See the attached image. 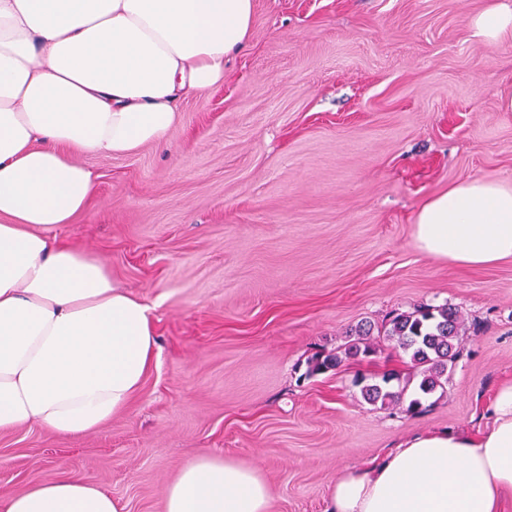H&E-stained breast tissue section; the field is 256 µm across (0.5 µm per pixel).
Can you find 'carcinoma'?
Here are the masks:
<instances>
[{"label": "carcinoma", "mask_w": 512, "mask_h": 512, "mask_svg": "<svg viewBox=\"0 0 512 512\" xmlns=\"http://www.w3.org/2000/svg\"><path fill=\"white\" fill-rule=\"evenodd\" d=\"M383 337L393 348L409 358L408 382L400 375L386 373L369 381L361 379V394L372 405L388 408L406 405V412L425 410L423 400L448 384V370L459 354V317L457 311L446 305H424L412 312L394 316L388 324L377 328L370 322H361L346 334L344 344L336 352L316 354L308 362V374L327 373L340 366L345 359L366 358L375 353L372 337ZM418 380L412 397H407L409 382Z\"/></svg>", "instance_id": "carcinoma-1"}]
</instances>
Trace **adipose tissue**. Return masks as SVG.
Masks as SVG:
<instances>
[{
  "instance_id": "obj_1",
  "label": "adipose tissue",
  "mask_w": 512,
  "mask_h": 512,
  "mask_svg": "<svg viewBox=\"0 0 512 512\" xmlns=\"http://www.w3.org/2000/svg\"><path fill=\"white\" fill-rule=\"evenodd\" d=\"M254 0H0V431L85 435L123 411L157 350L152 308L103 259L55 231L87 206L96 175L68 153L164 143L179 103L222 85L251 38ZM474 36L512 39V0L473 16ZM415 247L462 269L512 259V186L450 185L418 209ZM476 436L414 435L347 470L329 512H502L512 497V380ZM257 470L207 454L169 484L164 512H270ZM0 512H118L74 473Z\"/></svg>"
}]
</instances>
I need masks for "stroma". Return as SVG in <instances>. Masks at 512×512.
Wrapping results in <instances>:
<instances>
[{
    "mask_svg": "<svg viewBox=\"0 0 512 512\" xmlns=\"http://www.w3.org/2000/svg\"><path fill=\"white\" fill-rule=\"evenodd\" d=\"M495 0H255L222 85L184 100L164 146L74 157L97 175L60 237L153 306L158 349L129 408L95 432H0V501L65 471L163 512L201 453L255 467L271 512H325L337 475L430 430L478 435L512 380V260L464 270L413 244L421 204L483 176L512 184V40ZM455 308L460 354L424 412L367 403L373 356L307 376L357 323ZM474 36L487 44L512 39V5L496 3L470 19Z\"/></svg>",
    "mask_w": 512,
    "mask_h": 512,
    "instance_id": "obj_1",
    "label": "stroma"
}]
</instances>
